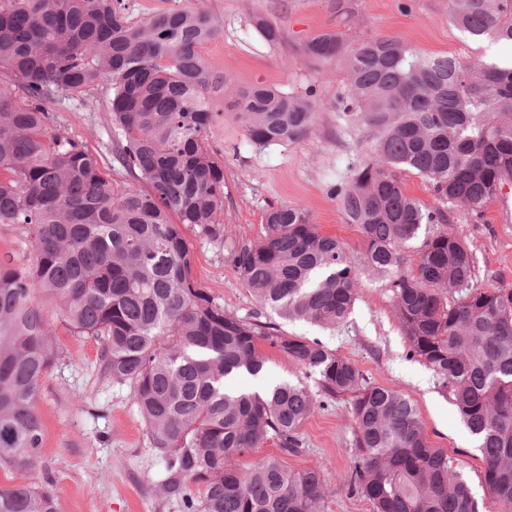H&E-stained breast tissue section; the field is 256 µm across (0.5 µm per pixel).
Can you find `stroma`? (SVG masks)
Returning a JSON list of instances; mask_svg holds the SVG:
<instances>
[{"label": "stroma", "instance_id": "stroma-1", "mask_svg": "<svg viewBox=\"0 0 512 512\" xmlns=\"http://www.w3.org/2000/svg\"><path fill=\"white\" fill-rule=\"evenodd\" d=\"M127 13L138 21L166 8L202 7L222 25L221 33L203 45L201 54L213 73L229 85L257 83L284 89L314 87L318 111L311 132L295 142L267 146L247 143L244 129L223 90H212L218 116L210 146L224 164V236L211 241L186 231L194 257L193 274L214 301L245 319L259 306L242 283L232 261L233 244L264 239V215L269 206L299 204L307 208L323 233L360 252L363 241L347 224L340 203L332 196L336 182L352 165L369 162L370 145L362 127L345 124L336 112V98L345 76L328 78L300 57V45L320 33L338 30L334 0H124ZM351 35L393 38L426 56L452 55L470 63L512 60V44L472 41L448 16V0H353ZM262 12L284 31L287 46L264 41L251 25ZM294 62L283 65V57ZM112 89L98 85L59 96L49 106L52 126L82 143L110 166L116 182L130 177L113 164V140L107 119ZM439 233L461 235L473 253V284L512 290V181L504 183L485 208L481 220L456 209L450 223L426 224L419 239L408 243L414 259L423 237ZM291 336L317 339L355 362L368 381L402 390L414 402L431 442L459 464L476 498L486 496L476 441L461 421L453 398L418 358L409 354L386 282L363 278L354 308L342 325L325 329L306 321L280 322ZM61 353L41 381L36 410L45 426L42 458L35 468L0 469V485L38 482L45 471L55 475L58 512H183L180 500L163 495L162 458L132 398L129 385L112 382L101 371L98 341L70 335L56 325ZM261 351L266 364L259 376L235 379L239 388L263 390L275 382H300L317 403L300 430L299 453L282 456L288 470L299 472L323 464L325 497L322 512H372L370 502L352 492L344 481L355 458L354 423L349 401L327 398L315 374L305 373L269 345Z\"/></svg>", "mask_w": 512, "mask_h": 512}]
</instances>
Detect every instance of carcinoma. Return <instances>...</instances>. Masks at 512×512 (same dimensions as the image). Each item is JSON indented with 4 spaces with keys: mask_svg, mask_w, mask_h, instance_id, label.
I'll return each instance as SVG.
<instances>
[{
    "mask_svg": "<svg viewBox=\"0 0 512 512\" xmlns=\"http://www.w3.org/2000/svg\"><path fill=\"white\" fill-rule=\"evenodd\" d=\"M448 8L471 37L512 43V0ZM252 27L284 41L265 14ZM220 29L199 8L133 22L123 0H0V70L26 93L22 101L0 87V224L22 225L30 244L25 262L0 260V469L41 458L36 400L59 358L57 321L99 341L103 373L130 385L165 462L161 489L184 512H320L321 467L295 474L275 456L237 467L269 441L297 452L316 404L300 383L225 390L229 377L262 372L261 342L318 374L326 397L352 396L357 462L347 484L373 512H485L406 394L369 382L317 340L225 311L194 277L184 228L224 236L211 85H224L253 145L302 139L317 111L311 86L234 89L215 77L200 49ZM300 51L345 73L336 111L367 128L373 161L332 188L364 249L322 233L305 207L281 205L267 211L263 240L234 246V265L260 307L323 328L346 321L362 276L387 282L410 355L433 370L478 442L494 512H512V292L473 286L474 257L456 235L425 238L410 270L404 259L422 225L446 224L456 208L480 219L512 181V63L425 57L399 40L349 42L337 30ZM103 83L116 160L140 188L116 183L50 127L55 96ZM405 170L431 182L432 206L404 193ZM53 484L48 474L0 486V512H58Z\"/></svg>",
    "mask_w": 512,
    "mask_h": 512,
    "instance_id": "carcinoma-1",
    "label": "carcinoma"
}]
</instances>
